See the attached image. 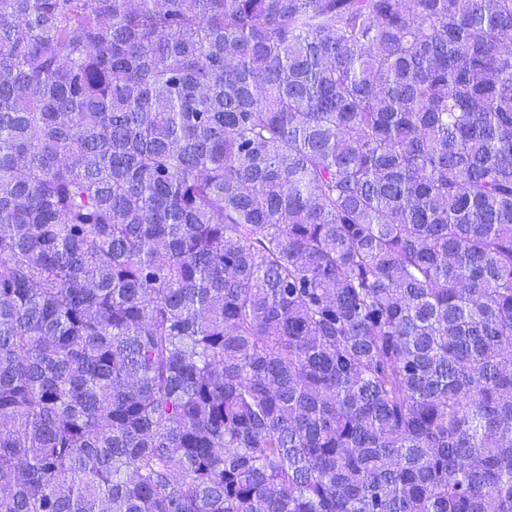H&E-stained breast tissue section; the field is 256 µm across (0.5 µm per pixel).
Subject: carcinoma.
<instances>
[{
  "label": "carcinoma",
  "instance_id": "carcinoma-1",
  "mask_svg": "<svg viewBox=\"0 0 512 512\" xmlns=\"http://www.w3.org/2000/svg\"><path fill=\"white\" fill-rule=\"evenodd\" d=\"M0 512H512V0H0Z\"/></svg>",
  "mask_w": 512,
  "mask_h": 512
}]
</instances>
